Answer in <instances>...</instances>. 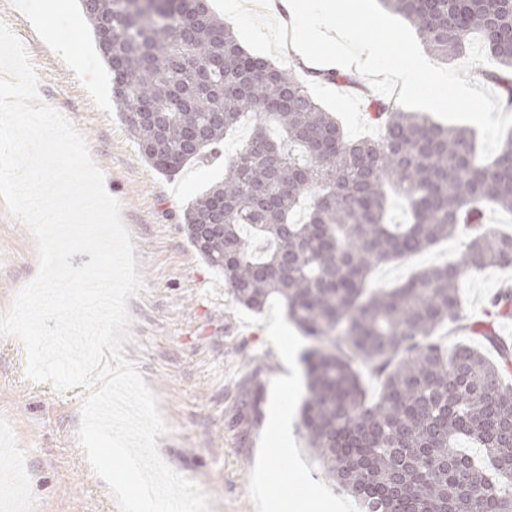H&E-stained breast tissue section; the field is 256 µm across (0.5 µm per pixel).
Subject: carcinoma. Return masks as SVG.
Returning <instances> with one entry per match:
<instances>
[{"label": "carcinoma", "mask_w": 512, "mask_h": 512, "mask_svg": "<svg viewBox=\"0 0 512 512\" xmlns=\"http://www.w3.org/2000/svg\"><path fill=\"white\" fill-rule=\"evenodd\" d=\"M446 61L478 38L496 68L485 77L512 107V0H380ZM101 55L128 85L117 95L144 161L176 173L220 146L251 115L256 129L224 164V178L184 211L187 237L224 275L240 306L272 300L311 341L300 428L324 476L361 512H512V343L493 321L470 326L465 272L512 265V233L486 229V206L512 212V141L479 157L467 127L365 95L378 140L351 139L310 91L359 85L297 57L282 67L238 42L209 0H81ZM214 85L197 91L198 68ZM406 202L389 221V192ZM471 235L456 264L435 266L392 290L366 287L371 267ZM489 317H512L496 292ZM468 328L498 355L435 336ZM380 382L372 397L363 369ZM259 363L240 385L236 422L261 414ZM478 456L457 447L461 438Z\"/></svg>", "instance_id": "carcinoma-1"}]
</instances>
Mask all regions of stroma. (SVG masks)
<instances>
[{
  "label": "stroma",
  "instance_id": "1",
  "mask_svg": "<svg viewBox=\"0 0 512 512\" xmlns=\"http://www.w3.org/2000/svg\"><path fill=\"white\" fill-rule=\"evenodd\" d=\"M28 0H0V20L27 49L44 102L61 112L85 137L105 177L107 192L121 204V217L135 246L138 294L127 301L130 340L124 355L156 394L169 430L158 437L165 462L207 497L210 512H268L266 502L301 498L310 512H358L352 500L323 476L297 425L306 393L301 362L287 350L305 351L302 334L289 335L282 303L256 313L239 307L224 289V276L190 244L178 216L224 175L220 158L159 173L141 157L115 103L112 72L99 56L80 0H60L51 23ZM362 10L338 0L336 25L351 27L358 40L381 44L404 58L418 45L415 32L379 0ZM251 53L284 64L292 52L282 36L286 19L272 13H228L226 0H212ZM70 37L73 54L59 42ZM480 41L467 57L439 62L449 81L465 82L473 94L462 102L444 95L434 119L474 129L481 157L496 156L512 137V109L498 88L473 71L490 65ZM312 92L351 137L370 134L364 103L341 85L319 84ZM461 238L444 241L415 257L373 267L370 286L392 288L411 275L457 258ZM39 255L28 225L0 200V315L37 273ZM512 266L487 267L466 278L467 314L485 318L487 299ZM270 362L262 374V415L249 426L234 423L238 384L250 359ZM26 349L16 336L0 337V512H122L78 442L80 388L55 391L25 374Z\"/></svg>",
  "mask_w": 512,
  "mask_h": 512
}]
</instances>
